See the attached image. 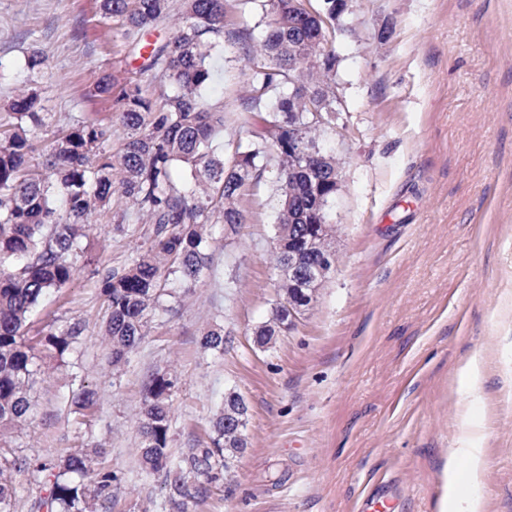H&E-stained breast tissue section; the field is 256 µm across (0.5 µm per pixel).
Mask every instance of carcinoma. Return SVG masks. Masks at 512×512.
Returning <instances> with one entry per match:
<instances>
[{
  "label": "carcinoma",
  "mask_w": 512,
  "mask_h": 512,
  "mask_svg": "<svg viewBox=\"0 0 512 512\" xmlns=\"http://www.w3.org/2000/svg\"><path fill=\"white\" fill-rule=\"evenodd\" d=\"M182 17L176 33L166 41L145 44L140 72L162 70L177 91L156 109L140 84L121 75L105 78L100 94L112 100L126 132L121 153L106 154L103 143L110 129L98 119L79 121L63 130L46 161V173L31 169L34 151L30 129L42 125L38 96L21 89L12 101L13 128L0 131V440L22 425L31 410L30 392L39 364L36 353L64 361L81 327L50 328L27 336L29 319L41 300L65 287L75 275V260L83 252L92 216L112 207L115 191L131 202L146 224L154 225L148 244L133 263L101 279L109 318L105 327L112 351V365L128 359L144 336L148 311L159 283L173 274L184 288L193 287L211 264V226L232 229L243 223L236 206L247 186L262 178L268 164H278L280 207L276 232L285 245L272 252L271 264L285 270L277 281L280 298L272 319L255 332V342L266 345L283 329L288 308L298 303L288 278V225L309 224L313 191L303 174L294 170L288 156V108L309 113V101L299 95L288 100V81L295 79L324 93V107L312 120L307 137L315 142L326 127L336 126V94L330 75L336 56L325 49L303 56V64L288 68V50L296 41L315 38L314 22L307 20L288 31L289 0H237L241 9L258 4L269 16L266 38L248 49L252 76L245 111L238 120L249 137L237 143L230 160L214 150V141L228 125L222 105L202 101L210 83L207 64L215 45L226 40L227 0H181ZM106 21H120L126 37L139 43L145 33L172 11V0H101ZM182 164L189 175L182 183L172 179V169ZM336 157L329 156L319 175L318 193H329ZM333 225L322 219L307 261H315L330 245ZM205 350H224V330H208L201 339ZM174 382L165 373L154 374L137 418L141 436V464L170 477V498L179 512L203 501L206 487L188 482L186 474L211 479L224 468V459L247 448L243 428L236 421L247 413L236 392L224 396L213 422L211 445L195 448L179 463L172 462L168 434ZM87 453L68 456L57 465H41L32 473L42 478L48 495L46 512H93L97 503L111 496L114 476L96 472ZM27 462L0 445V512H13L9 470Z\"/></svg>",
  "instance_id": "carcinoma-1"
}]
</instances>
